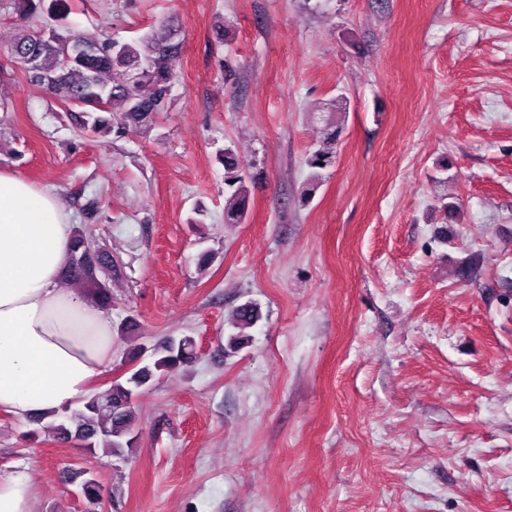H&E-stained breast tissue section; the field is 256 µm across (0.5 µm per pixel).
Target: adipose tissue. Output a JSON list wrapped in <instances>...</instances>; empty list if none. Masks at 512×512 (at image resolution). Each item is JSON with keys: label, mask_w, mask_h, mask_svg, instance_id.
<instances>
[{"label": "adipose tissue", "mask_w": 512, "mask_h": 512, "mask_svg": "<svg viewBox=\"0 0 512 512\" xmlns=\"http://www.w3.org/2000/svg\"><path fill=\"white\" fill-rule=\"evenodd\" d=\"M72 234L56 196L0 171V409L21 418L75 407L112 361L111 319L61 284ZM33 503L27 474H0V512Z\"/></svg>", "instance_id": "ef3b65f1"}]
</instances>
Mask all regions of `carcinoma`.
Listing matches in <instances>:
<instances>
[{"mask_svg": "<svg viewBox=\"0 0 512 512\" xmlns=\"http://www.w3.org/2000/svg\"><path fill=\"white\" fill-rule=\"evenodd\" d=\"M0 8L22 19L46 14L52 20L63 21L68 15L66 0H0ZM181 48L180 31L171 25L162 26L155 35L124 43L51 28L20 35L9 44L7 53L30 83L64 104L81 108L84 130L95 135H121L149 131L155 117L165 111ZM346 108L347 101L342 97L328 107L321 145L306 159L311 187L319 184L322 171L335 159L341 133L335 114ZM218 161L224 167V222L241 224L246 221L248 210L244 162L231 146L224 147ZM70 252L71 261L63 275L65 283L83 286L104 308L112 306V283L120 271L118 259L106 248L91 247L83 226L74 230ZM260 317V306L253 300L237 306L231 314L233 333L228 336V346H242L249 337L247 330ZM194 351L195 341L190 336L165 339L152 348L153 365L130 367L109 388L86 397L74 414L65 410L57 413L61 421L44 430L61 441L100 445L104 453L119 459L128 456L136 441V398L154 372L182 369L192 362ZM80 488L88 501L101 500L102 488L95 479L83 480Z\"/></svg>", "mask_w": 512, "mask_h": 512, "instance_id": "1", "label": "carcinoma"}]
</instances>
